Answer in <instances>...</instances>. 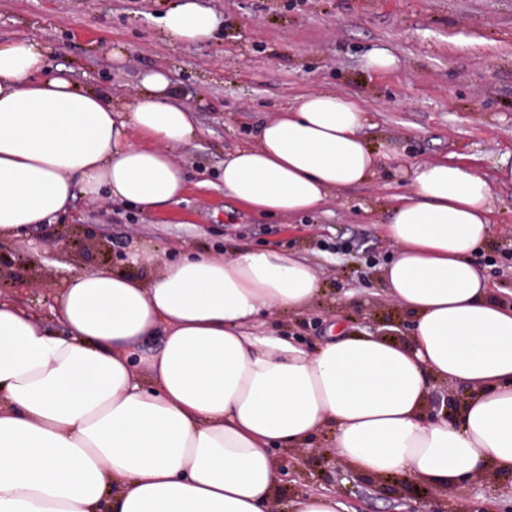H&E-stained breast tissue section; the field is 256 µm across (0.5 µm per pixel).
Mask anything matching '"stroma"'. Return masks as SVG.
I'll return each mask as SVG.
<instances>
[{"mask_svg": "<svg viewBox=\"0 0 512 512\" xmlns=\"http://www.w3.org/2000/svg\"><path fill=\"white\" fill-rule=\"evenodd\" d=\"M174 0H0V41L27 37L68 70L81 89L108 88L122 102L143 74L170 72L178 105L195 110L200 134L178 149L187 174L180 204L149 213L138 206L76 198L70 212L0 239V297L56 327L54 292L76 272L132 269L150 279L187 249L232 257L244 247H274L307 257L322 294L303 313L275 311L255 333L274 332L316 346L344 329L407 340L411 316L391 303L378 270L392 254L383 233L389 203L404 192L413 166L446 158L495 177L512 163V0H199L212 11V38L182 43L161 16ZM376 47L395 66L367 67ZM125 51L123 60L113 49ZM312 91H333L364 110L362 136L383 162L368 182L343 189L322 210L263 217L225 195L224 156L256 143V130ZM492 237L485 266L494 297L512 303V183L495 186ZM138 264L129 265L128 256ZM316 452L283 459L273 504L283 512L304 490L342 493L347 512H405L425 485L388 477L389 488L349 482ZM474 512H512L507 476L467 485Z\"/></svg>", "mask_w": 512, "mask_h": 512, "instance_id": "obj_1", "label": "stroma"}]
</instances>
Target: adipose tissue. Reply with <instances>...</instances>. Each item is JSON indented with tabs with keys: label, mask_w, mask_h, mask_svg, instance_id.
Here are the masks:
<instances>
[{
	"label": "adipose tissue",
	"mask_w": 512,
	"mask_h": 512,
	"mask_svg": "<svg viewBox=\"0 0 512 512\" xmlns=\"http://www.w3.org/2000/svg\"><path fill=\"white\" fill-rule=\"evenodd\" d=\"M216 23L198 0L163 19L181 42ZM141 85L116 107L49 69L37 43L0 42V237L79 195L146 211L181 201L174 152L198 136L195 115L174 105L168 72ZM363 123L354 100L309 94L225 155L224 190L260 215L316 211L373 173ZM494 183L425 161L394 196L379 278L414 315L406 343L338 335L313 352L253 334L270 310L301 312L320 294L315 266L274 248L190 253L148 282L75 273L55 297L60 333L0 299V512H266L282 482L274 450L306 453L325 430L362 479L402 475L445 494L512 474V304L492 298L474 261ZM159 331L161 350L144 355L139 342ZM435 382L468 389L452 418L428 411Z\"/></svg>",
	"instance_id": "ef3b65f1"
}]
</instances>
